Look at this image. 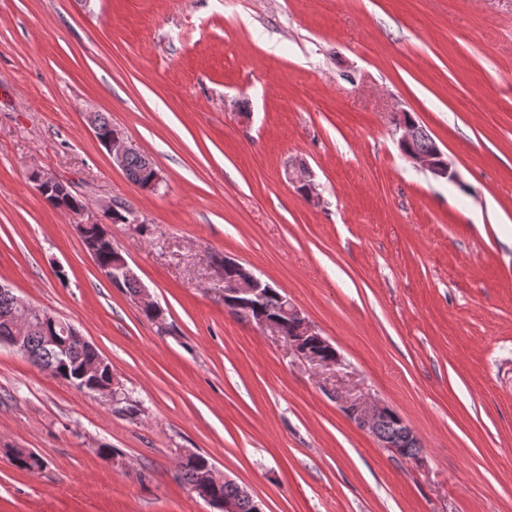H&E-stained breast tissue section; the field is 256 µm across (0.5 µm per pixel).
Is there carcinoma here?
<instances>
[{"instance_id":"obj_1","label":"carcinoma","mask_w":512,"mask_h":512,"mask_svg":"<svg viewBox=\"0 0 512 512\" xmlns=\"http://www.w3.org/2000/svg\"><path fill=\"white\" fill-rule=\"evenodd\" d=\"M150 158L138 151L129 155L123 166L127 178L139 188L148 189L151 176ZM42 195L46 201L58 209L62 206H86V203L79 197L73 195L68 197L60 194L56 187H45ZM59 335V329L45 325H35L26 336L28 347L27 357L29 360L45 369L53 368L58 375L69 381L77 389L91 388L90 381L80 377V370L83 363L97 355L96 349L80 340L66 341V354L58 355L55 348L49 346L51 339ZM378 434L392 438L398 442V448L394 453L408 460L414 459L420 447L411 441L403 438L400 434V427L394 421L385 422L378 430ZM12 461L22 470L30 473L41 471L45 465V459L38 454H28L24 448L11 450ZM212 460L201 454L195 453L182 458L176 467V478L187 488L205 487L208 494L217 500L236 499L240 503L241 512H258V502L250 499L243 490V486L230 480L225 481L215 477L212 473Z\"/></svg>"}]
</instances>
